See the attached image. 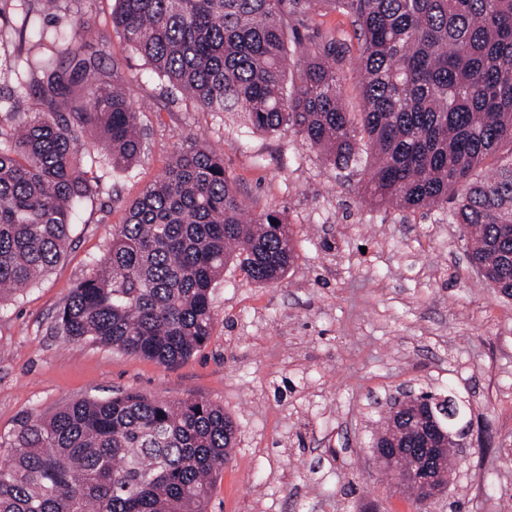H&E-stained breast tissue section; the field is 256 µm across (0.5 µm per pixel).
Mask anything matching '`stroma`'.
Instances as JSON below:
<instances>
[{
    "instance_id": "35a3bbf8",
    "label": "stroma",
    "mask_w": 512,
    "mask_h": 512,
    "mask_svg": "<svg viewBox=\"0 0 512 512\" xmlns=\"http://www.w3.org/2000/svg\"><path fill=\"white\" fill-rule=\"evenodd\" d=\"M114 0H74L57 29L99 28L100 67L148 104L146 148L126 171L104 169V191L82 205L64 258L0 307V437L29 416L87 399L138 392L204 399L234 422L235 445L207 512H419L388 480L372 444L399 390L452 393L471 422L449 488L428 512H512V299L496 295L466 255L447 210H385L363 198L364 164L338 169L293 131L251 132L205 112L158 78L112 29ZM25 8L0 0V95H9ZM350 52L349 18L304 20L289 51L329 28ZM224 157L246 211L291 225L294 265L259 285L235 265L211 293L214 326L188 359L163 365L54 330L72 288L99 260L128 207L185 137Z\"/></svg>"
}]
</instances>
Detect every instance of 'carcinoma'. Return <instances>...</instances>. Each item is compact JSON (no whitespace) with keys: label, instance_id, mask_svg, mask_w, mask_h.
Instances as JSON below:
<instances>
[{"label":"carcinoma","instance_id":"cac0c4a2","mask_svg":"<svg viewBox=\"0 0 512 512\" xmlns=\"http://www.w3.org/2000/svg\"><path fill=\"white\" fill-rule=\"evenodd\" d=\"M24 22L47 4L27 0ZM112 26L155 73L206 112L264 133L289 128L334 167L375 163L379 206L443 208L471 262L512 298V0H116ZM352 19L361 112L339 99L348 46L336 33L304 48L286 79L297 24L322 10ZM82 26L44 51L19 52L0 99V304L48 273L72 242L71 215L103 191L97 169H130L144 148L136 102L83 49ZM296 260L277 211L247 216L224 159L191 138L115 227L98 268L72 290L58 333L170 365L211 335V291L234 263L262 285ZM224 409L127 392L28 417L0 439V512H206L234 447Z\"/></svg>","mask_w":512,"mask_h":512}]
</instances>
